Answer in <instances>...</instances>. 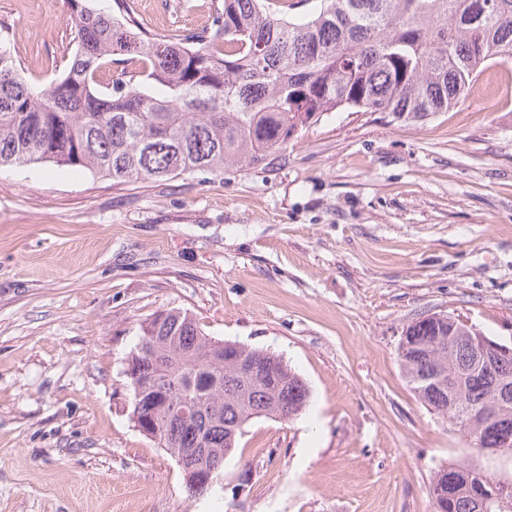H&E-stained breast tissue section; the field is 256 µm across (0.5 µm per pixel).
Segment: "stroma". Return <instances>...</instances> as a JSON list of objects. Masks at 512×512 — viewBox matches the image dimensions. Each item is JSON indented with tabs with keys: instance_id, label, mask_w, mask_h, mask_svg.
Here are the masks:
<instances>
[{
	"instance_id": "35a3bbf8",
	"label": "stroma",
	"mask_w": 512,
	"mask_h": 512,
	"mask_svg": "<svg viewBox=\"0 0 512 512\" xmlns=\"http://www.w3.org/2000/svg\"><path fill=\"white\" fill-rule=\"evenodd\" d=\"M222 0H126L166 37ZM40 88L75 49L67 0H0ZM267 349L308 385L256 418L221 487L190 500L130 418L126 358L162 309ZM512 339V60L421 116L328 112L271 165L116 182L0 165V512H434L433 475L478 461L399 360L429 314ZM309 397V389L306 386V390L304 392L300 391L297 395L291 397V401L288 402V393L284 392L276 398L274 403L277 404L278 410L281 409L284 413H288V416L285 419L290 420L298 416L303 411L309 401Z\"/></svg>"
}]
</instances>
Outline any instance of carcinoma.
<instances>
[{
    "label": "carcinoma",
    "mask_w": 512,
    "mask_h": 512,
    "mask_svg": "<svg viewBox=\"0 0 512 512\" xmlns=\"http://www.w3.org/2000/svg\"><path fill=\"white\" fill-rule=\"evenodd\" d=\"M76 51L64 75L37 89L0 37V164L52 162L88 168L116 182L216 173L276 159L288 139L326 112H446L467 96L482 69L512 59V0H317L291 18L277 0H224L206 29L156 38L132 18L105 13L93 0H68ZM137 76L106 80L114 64ZM420 327L402 368L420 400L457 425L458 414L502 417L480 431L478 452L494 456L512 434V352H482L456 336L424 348L436 329ZM126 359L137 369L156 360L170 374L131 404V419L153 418V439L176 457L208 440V459L224 467L254 419L233 392L230 367L208 360L216 340L192 314L160 310L145 320ZM247 355L271 371L267 388L296 390L299 376L265 349ZM200 411L188 424L171 414L184 398ZM301 391L287 419L309 401ZM435 512H512V486L489 469L454 463L435 473Z\"/></svg>",
    "instance_id": "obj_1"
}]
</instances>
